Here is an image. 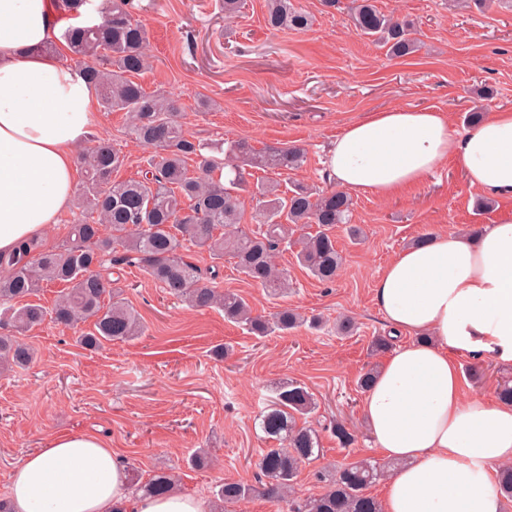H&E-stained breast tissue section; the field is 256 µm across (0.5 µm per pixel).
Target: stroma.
I'll return each instance as SVG.
<instances>
[{
    "label": "stroma",
    "instance_id": "35a3bbf8",
    "mask_svg": "<svg viewBox=\"0 0 512 512\" xmlns=\"http://www.w3.org/2000/svg\"><path fill=\"white\" fill-rule=\"evenodd\" d=\"M312 17L303 32L275 30L265 20V0H245L236 16L224 0H133L132 15L150 31L152 67L138 78L149 91L177 99L184 129L195 139L247 140L255 150L302 147L304 165L281 176L260 169L252 179H280L328 189L323 179L328 149L349 123L391 108L430 109L449 117L458 131L466 112L482 105L486 115L512 109V0H481L466 9L452 0H374L386 14L417 28L420 48L404 57L360 36L352 26L350 0L328 8L322 0H296ZM213 102L200 107L201 98ZM126 113L95 114L93 135L126 155L116 180L138 177L148 151L125 136ZM481 192L453 161L443 162L419 184L394 197H353V223L366 233L351 242L343 226L332 234L344 257L336 281L308 276L291 253L293 288L270 296L231 265L220 268L221 289L240 294L255 313L271 316L288 307L307 320L281 335L255 336L221 309L197 310L166 294L134 267L111 268L122 298L140 315L144 334L127 342L81 347L79 332L92 321L65 328L52 321L22 332L36 356L27 368L0 373V499L10 470L61 433L94 431L140 481L160 471L176 475L177 490L212 499L227 481L257 484L255 463L274 447L258 427L274 387L293 380L317 407L308 421L320 438V457L304 464L293 498L322 494L319 473H335L360 459L381 461L363 419L365 392L359 376L378 368L385 352L375 337L389 329L377 312L374 281L414 240L476 231L493 223L512 199L480 211ZM353 332L337 335L340 318ZM466 397L494 402L502 384L512 385V360L459 357ZM350 428L355 441L341 447L333 428ZM199 449L209 463H189Z\"/></svg>",
    "mask_w": 512,
    "mask_h": 512
}]
</instances>
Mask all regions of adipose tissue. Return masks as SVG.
Here are the masks:
<instances>
[{"label": "adipose tissue", "instance_id": "ef3b65f1", "mask_svg": "<svg viewBox=\"0 0 512 512\" xmlns=\"http://www.w3.org/2000/svg\"><path fill=\"white\" fill-rule=\"evenodd\" d=\"M66 24L53 0H0V254L42 239L71 205L91 134L95 88L39 45ZM493 199L512 198V109L465 132L442 113L396 108L347 125L327 168L351 193L388 198L446 159ZM375 305L399 344L363 402L392 469L383 512H502L512 405L465 398L456 356L512 360V212L478 234L402 249L376 277ZM11 512H209L201 498L129 492L126 468L95 432L64 433L8 476Z\"/></svg>", "mask_w": 512, "mask_h": 512}]
</instances>
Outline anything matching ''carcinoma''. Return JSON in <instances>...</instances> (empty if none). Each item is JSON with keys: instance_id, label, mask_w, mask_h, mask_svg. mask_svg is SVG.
Returning <instances> with one entry per match:
<instances>
[{"instance_id": "cac0c4a2", "label": "carcinoma", "mask_w": 512, "mask_h": 512, "mask_svg": "<svg viewBox=\"0 0 512 512\" xmlns=\"http://www.w3.org/2000/svg\"><path fill=\"white\" fill-rule=\"evenodd\" d=\"M92 0H55L58 10L79 18ZM130 0H106L102 19L93 25L65 29L60 39L70 60L98 92L104 112L129 114L127 136L149 150L146 168L136 179L118 181L113 174L125 165V156L109 142L100 141L80 155L86 177L76 208L91 216L72 225L65 242L46 250L31 242L19 252L0 256V325L20 333L51 319L73 328L94 319L93 329L78 342L95 349L105 341H129L141 335L136 312L118 299L112 280L100 268L111 257L114 266H135L166 293L203 310L218 307L224 317L242 322L257 336L286 333L303 319L282 308L271 318L252 315L239 294L219 291V264L229 260L248 280L272 296L288 293L291 280L277 255L297 248L295 258L308 275L330 284L336 280L342 256L330 230L348 225L351 239L363 236L351 223L352 199L344 191H322L295 184L286 191L280 183H258L249 190L247 168L278 172L299 169L306 161L300 147L253 150L244 139L209 146L187 135L176 100L159 91L148 92L135 78L149 69L146 53L148 31L129 10ZM266 21L274 29L304 31L310 16L293 0H266ZM350 17L355 29L401 57L417 50L414 28L406 20L388 16L372 0H354ZM196 174H189L188 162ZM257 199L256 230L241 225L242 193ZM307 224L319 231L296 235ZM205 249L218 264L207 270L184 261L185 244ZM69 285L50 309L37 303L17 305L39 293L44 282ZM0 361L18 367L32 362L30 349L11 334L0 333ZM308 390L293 381L274 388V397L260 416L264 434L283 443L268 448L256 467L263 476L259 485L226 482L215 493V502L229 507L254 496L283 501L293 488L299 468L317 459L321 448L316 430L297 423V416L312 411ZM384 466L363 459L342 467L321 495L288 502L289 512H382L381 503L367 494ZM136 493L160 496L174 486L166 472L145 483L131 478ZM497 491L512 500V467L500 471Z\"/></svg>"}]
</instances>
